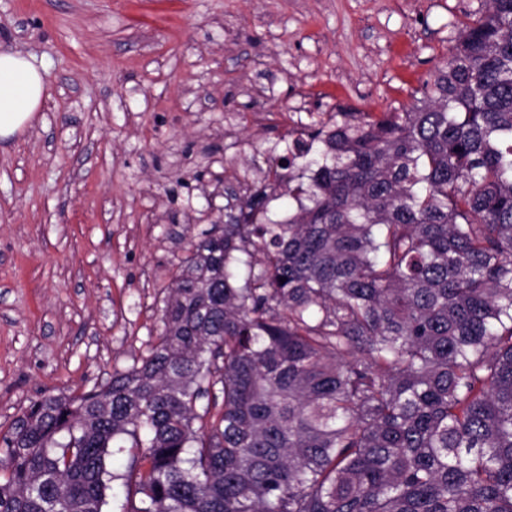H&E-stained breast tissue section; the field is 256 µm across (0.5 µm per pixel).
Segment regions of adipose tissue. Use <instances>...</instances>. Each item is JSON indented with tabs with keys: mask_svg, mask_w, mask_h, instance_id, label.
Instances as JSON below:
<instances>
[{
	"mask_svg": "<svg viewBox=\"0 0 512 512\" xmlns=\"http://www.w3.org/2000/svg\"><path fill=\"white\" fill-rule=\"evenodd\" d=\"M46 94L44 70L11 48L0 47V141L31 126Z\"/></svg>",
	"mask_w": 512,
	"mask_h": 512,
	"instance_id": "adipose-tissue-1",
	"label": "adipose tissue"
}]
</instances>
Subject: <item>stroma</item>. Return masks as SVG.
<instances>
[{
    "instance_id": "35a3bbf8",
    "label": "stroma",
    "mask_w": 512,
    "mask_h": 512,
    "mask_svg": "<svg viewBox=\"0 0 512 512\" xmlns=\"http://www.w3.org/2000/svg\"><path fill=\"white\" fill-rule=\"evenodd\" d=\"M485 0H0L42 61L0 143V431L145 355L181 261L321 114L410 108Z\"/></svg>"
}]
</instances>
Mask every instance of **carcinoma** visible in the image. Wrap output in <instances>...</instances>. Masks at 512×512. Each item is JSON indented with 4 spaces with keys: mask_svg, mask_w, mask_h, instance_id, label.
<instances>
[{
    "mask_svg": "<svg viewBox=\"0 0 512 512\" xmlns=\"http://www.w3.org/2000/svg\"><path fill=\"white\" fill-rule=\"evenodd\" d=\"M486 2L411 109L286 147L288 220L237 198L147 355L30 401L0 512H104L118 480L122 512H512V0Z\"/></svg>",
    "mask_w": 512,
    "mask_h": 512,
    "instance_id": "1",
    "label": "carcinoma"
}]
</instances>
